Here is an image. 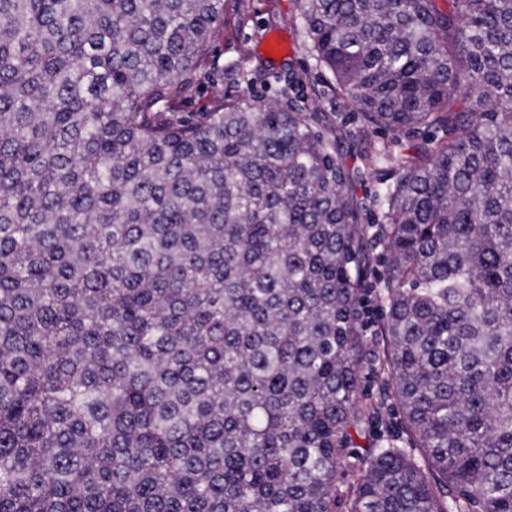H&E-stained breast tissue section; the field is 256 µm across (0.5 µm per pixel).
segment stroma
Listing matches in <instances>:
<instances>
[{"instance_id":"stroma-1","label":"stroma","mask_w":512,"mask_h":512,"mask_svg":"<svg viewBox=\"0 0 512 512\" xmlns=\"http://www.w3.org/2000/svg\"><path fill=\"white\" fill-rule=\"evenodd\" d=\"M295 15V0H224V23L213 37L214 54L224 65L223 77L202 86L189 98L170 102L169 108L206 112L216 99L240 94L270 100L275 96L276 76L290 72L300 87L301 103L315 107L323 120L342 133L348 165L360 167L364 144L354 120V107L321 77L315 60L306 51L303 29ZM376 335L373 329L366 333L372 345L361 383L363 400L374 415L354 435L350 458L336 483V498L342 503L363 473L361 460L368 449L386 443L399 445L406 440L400 413L385 396L386 371L382 344Z\"/></svg>"}]
</instances>
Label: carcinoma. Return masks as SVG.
Instances as JSON below:
<instances>
[{
    "label": "carcinoma",
    "instance_id": "1",
    "mask_svg": "<svg viewBox=\"0 0 512 512\" xmlns=\"http://www.w3.org/2000/svg\"><path fill=\"white\" fill-rule=\"evenodd\" d=\"M296 0L370 146L224 71V0H0V512H338L378 207L403 445L347 512H512V0Z\"/></svg>",
    "mask_w": 512,
    "mask_h": 512
}]
</instances>
